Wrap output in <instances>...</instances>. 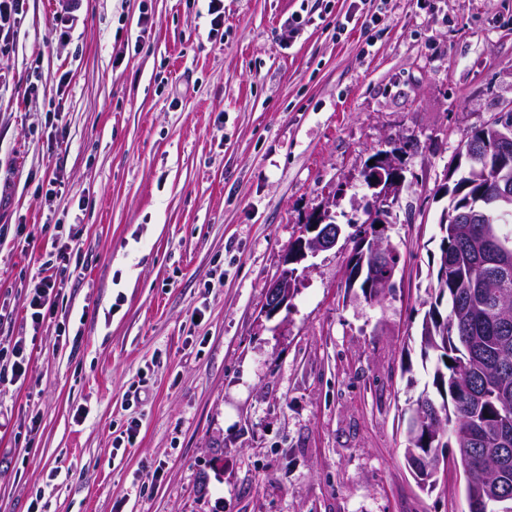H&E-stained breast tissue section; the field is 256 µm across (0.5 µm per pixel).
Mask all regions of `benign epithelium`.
Listing matches in <instances>:
<instances>
[{
  "mask_svg": "<svg viewBox=\"0 0 512 512\" xmlns=\"http://www.w3.org/2000/svg\"><path fill=\"white\" fill-rule=\"evenodd\" d=\"M495 127V144L486 149V154L494 155L491 179L494 191L507 195L512 192V175L509 174V159L512 158V115L507 112L500 113ZM373 160L374 164L366 166L361 177L372 191L376 204L366 208L367 219L363 224L354 225V236L359 238L361 245L370 248L372 268L390 257H398L397 251L384 236L383 231L384 225L392 223V201L399 198L405 182L401 151L379 153ZM332 217V211L326 208L313 215L304 225L301 235L284 255L281 267L269 286L263 310L265 317L270 319L288 306L297 280V265L310 256L336 246L341 228L338 224L330 222ZM377 223L382 224V227H375ZM418 469L436 476L442 470L448 471V460L437 453H432L421 460Z\"/></svg>",
  "mask_w": 512,
  "mask_h": 512,
  "instance_id": "1",
  "label": "benign epithelium"
}]
</instances>
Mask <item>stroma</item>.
I'll use <instances>...</instances> for the list:
<instances>
[{
	"mask_svg": "<svg viewBox=\"0 0 512 512\" xmlns=\"http://www.w3.org/2000/svg\"><path fill=\"white\" fill-rule=\"evenodd\" d=\"M61 2L24 0L0 47V225L39 227L0 238V348L32 352L0 383V512H467L462 471L417 485L404 413L435 364L438 189L512 108V0H384L375 25L351 0H224L216 31L208 0H84L63 35ZM393 138V291L347 286L343 236L262 316L313 212L364 221L360 172ZM71 234L73 346L24 307Z\"/></svg>",
	"mask_w": 512,
	"mask_h": 512,
	"instance_id": "obj_1",
	"label": "stroma"
}]
</instances>
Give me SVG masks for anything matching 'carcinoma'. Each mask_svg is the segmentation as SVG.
<instances>
[{
  "instance_id": "1",
  "label": "carcinoma",
  "mask_w": 512,
  "mask_h": 512,
  "mask_svg": "<svg viewBox=\"0 0 512 512\" xmlns=\"http://www.w3.org/2000/svg\"><path fill=\"white\" fill-rule=\"evenodd\" d=\"M452 174L456 178L439 223L440 254L448 257V273L438 265L420 330L423 355H436L433 391L425 388L423 394L438 429H412L404 457L412 467L419 456L452 448V465L465 470L486 456L491 470L465 486L466 496L493 490L512 495V438L494 436L504 416L512 418V318L503 320L498 307L504 296L512 304V278L501 288L484 287L496 278V268L485 263L481 241L485 235L512 237V214L479 225L476 234L471 225L455 223L491 186L481 161L456 166ZM448 359L452 364H446Z\"/></svg>"
}]
</instances>
